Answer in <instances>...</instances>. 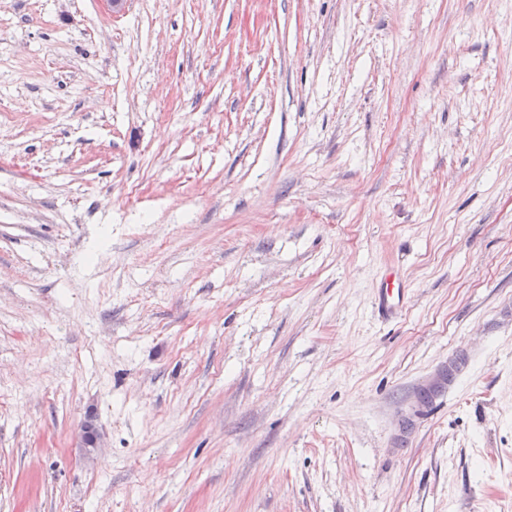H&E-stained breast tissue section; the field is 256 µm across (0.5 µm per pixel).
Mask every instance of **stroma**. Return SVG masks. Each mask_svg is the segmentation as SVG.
<instances>
[{
	"mask_svg": "<svg viewBox=\"0 0 512 512\" xmlns=\"http://www.w3.org/2000/svg\"><path fill=\"white\" fill-rule=\"evenodd\" d=\"M0 512H512V0H0ZM409 293L408 282L398 272H391L377 296V307L384 317L396 316L406 303Z\"/></svg>",
	"mask_w": 512,
	"mask_h": 512,
	"instance_id": "35a3bbf8",
	"label": "stroma"
}]
</instances>
